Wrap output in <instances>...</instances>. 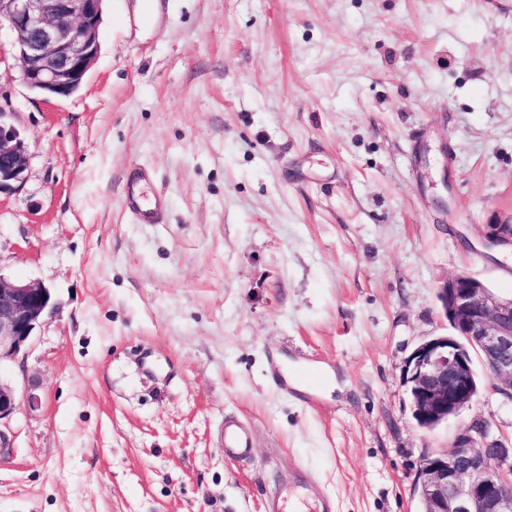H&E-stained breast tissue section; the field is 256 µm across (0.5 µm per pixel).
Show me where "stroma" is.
Wrapping results in <instances>:
<instances>
[{"instance_id":"obj_1","label":"stroma","mask_w":512,"mask_h":512,"mask_svg":"<svg viewBox=\"0 0 512 512\" xmlns=\"http://www.w3.org/2000/svg\"><path fill=\"white\" fill-rule=\"evenodd\" d=\"M99 39L49 104L0 30L28 145L0 275L57 303L0 363V512H266L300 477L335 512H420L461 428L512 439V401L426 430L404 382L450 332L443 280L512 295L484 244L512 215V0H106ZM134 169L163 223L127 210ZM249 430L242 424L231 421L224 425V449L228 454H237L238 450L250 447Z\"/></svg>"}]
</instances>
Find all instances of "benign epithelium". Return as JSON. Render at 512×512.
<instances>
[{"label": "benign epithelium", "instance_id": "benign-epithelium-1", "mask_svg": "<svg viewBox=\"0 0 512 512\" xmlns=\"http://www.w3.org/2000/svg\"><path fill=\"white\" fill-rule=\"evenodd\" d=\"M103 2L0 0V28L14 36L28 88L61 99L81 87L100 50ZM1 117L0 111V195H9L25 182L28 147ZM485 241L488 248L512 247V217L488 224ZM437 298L454 334L424 340L404 365L413 417L429 430L472 406L483 389L512 400V296L458 274L438 286ZM54 307L46 286L0 275V360L24 351ZM473 351L483 367L480 389ZM16 408L14 388L0 380V421ZM418 482L423 512H512V443L489 438L488 422H473L455 436L448 453L424 459Z\"/></svg>", "mask_w": 512, "mask_h": 512}]
</instances>
